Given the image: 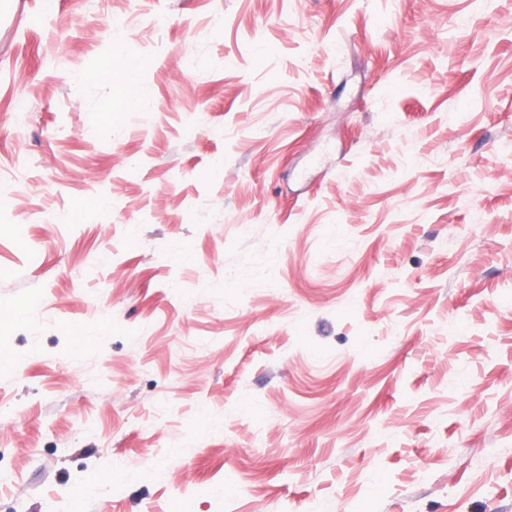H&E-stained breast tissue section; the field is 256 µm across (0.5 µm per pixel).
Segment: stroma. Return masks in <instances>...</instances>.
Masks as SVG:
<instances>
[{
  "label": "stroma",
  "mask_w": 512,
  "mask_h": 512,
  "mask_svg": "<svg viewBox=\"0 0 512 512\" xmlns=\"http://www.w3.org/2000/svg\"><path fill=\"white\" fill-rule=\"evenodd\" d=\"M509 145L512 0H0V512H512Z\"/></svg>",
  "instance_id": "1"
}]
</instances>
